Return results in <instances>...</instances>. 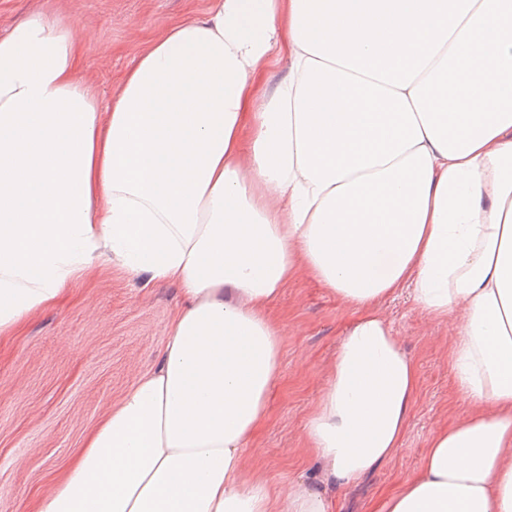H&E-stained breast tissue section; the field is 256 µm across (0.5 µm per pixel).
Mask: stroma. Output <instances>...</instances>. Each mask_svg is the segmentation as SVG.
I'll list each match as a JSON object with an SVG mask.
<instances>
[{
    "label": "stroma",
    "mask_w": 512,
    "mask_h": 512,
    "mask_svg": "<svg viewBox=\"0 0 512 512\" xmlns=\"http://www.w3.org/2000/svg\"><path fill=\"white\" fill-rule=\"evenodd\" d=\"M210 0H0V33L38 12L69 15L81 77L110 101L134 58ZM176 286L143 284L99 261L56 304L32 313L0 340V512H34L80 452L87 433L161 355ZM378 309L414 360L419 390L401 445L373 473L337 488L336 512H370L418 470L429 438L469 410L452 386L454 322L436 324L407 294ZM279 325L282 365L264 417L247 445L248 476L281 487L312 480L317 463L305 424L324 391L354 309L305 271L269 308Z\"/></svg>",
    "instance_id": "35a3bbf8"
}]
</instances>
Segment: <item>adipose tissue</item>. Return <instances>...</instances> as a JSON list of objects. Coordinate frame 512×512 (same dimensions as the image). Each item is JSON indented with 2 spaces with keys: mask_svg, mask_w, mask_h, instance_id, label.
Masks as SVG:
<instances>
[{
  "mask_svg": "<svg viewBox=\"0 0 512 512\" xmlns=\"http://www.w3.org/2000/svg\"><path fill=\"white\" fill-rule=\"evenodd\" d=\"M286 73L270 81L278 64ZM179 287L167 342L38 512H335L401 444L418 369L375 310L455 317L471 413L371 512H512V0H211L109 104L75 30L0 36V338L96 261ZM360 309L304 434L321 483L247 477L298 268Z\"/></svg>",
  "mask_w": 512,
  "mask_h": 512,
  "instance_id": "obj_1",
  "label": "adipose tissue"
}]
</instances>
